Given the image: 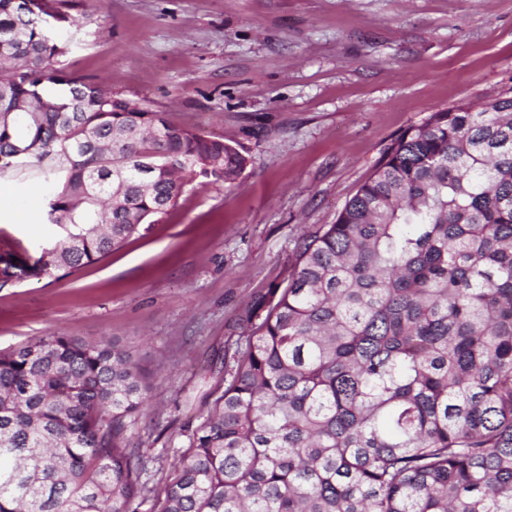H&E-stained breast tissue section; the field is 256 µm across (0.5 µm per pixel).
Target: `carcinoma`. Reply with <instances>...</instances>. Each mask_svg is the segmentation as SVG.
Wrapping results in <instances>:
<instances>
[{"instance_id": "1", "label": "carcinoma", "mask_w": 512, "mask_h": 512, "mask_svg": "<svg viewBox=\"0 0 512 512\" xmlns=\"http://www.w3.org/2000/svg\"><path fill=\"white\" fill-rule=\"evenodd\" d=\"M68 6L0 0V175L53 172L59 228L32 264L1 247L3 284L68 276L246 164L60 68ZM256 309L158 512H512V96L405 130ZM147 399L110 341L1 351L0 512H136L152 489L125 432Z\"/></svg>"}]
</instances>
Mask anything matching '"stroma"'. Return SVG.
<instances>
[{"label":"stroma","mask_w":512,"mask_h":512,"mask_svg":"<svg viewBox=\"0 0 512 512\" xmlns=\"http://www.w3.org/2000/svg\"><path fill=\"white\" fill-rule=\"evenodd\" d=\"M70 14L66 72L246 158L100 261L0 287V351L56 335L129 353L149 402L125 437L160 488L299 237L335 223L407 128L512 92V0H74ZM47 179L0 177V239L32 260L57 234Z\"/></svg>","instance_id":"35a3bbf8"}]
</instances>
